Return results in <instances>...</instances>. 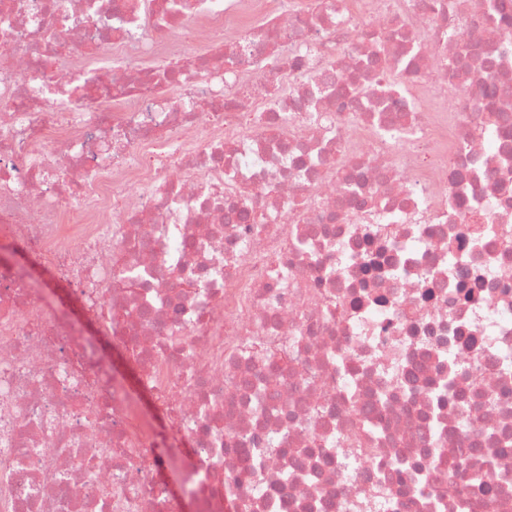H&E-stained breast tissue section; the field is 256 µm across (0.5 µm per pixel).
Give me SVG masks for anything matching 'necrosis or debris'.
I'll return each mask as SVG.
<instances>
[{"label": "necrosis or debris", "mask_w": 512, "mask_h": 512, "mask_svg": "<svg viewBox=\"0 0 512 512\" xmlns=\"http://www.w3.org/2000/svg\"><path fill=\"white\" fill-rule=\"evenodd\" d=\"M483 3L0 0V239L76 311L0 262V512H512V0Z\"/></svg>", "instance_id": "obj_1"}]
</instances>
